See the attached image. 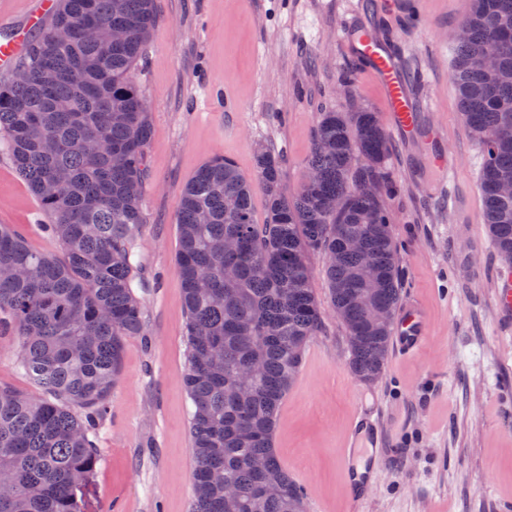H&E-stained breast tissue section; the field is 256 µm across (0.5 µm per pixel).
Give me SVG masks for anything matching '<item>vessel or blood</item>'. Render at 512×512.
Returning a JSON list of instances; mask_svg holds the SVG:
<instances>
[{"label":"vessel or blood","mask_w":512,"mask_h":512,"mask_svg":"<svg viewBox=\"0 0 512 512\" xmlns=\"http://www.w3.org/2000/svg\"><path fill=\"white\" fill-rule=\"evenodd\" d=\"M55 0H27L24 6L26 20L23 25H15L9 15L0 16V29H7L8 34L0 38V68H7L25 53L28 45V30L37 26L52 10ZM351 45L355 55L363 61L365 72L377 82L385 98L389 112L394 121L404 131H412L419 120V108L415 103L406 78L402 74L397 57L383 44L374 29L364 25L357 27L351 37ZM494 303L496 309L503 314L512 313V272L504 271L498 276ZM427 341L424 316L415 305H407L402 310L395 343L398 349L407 355L418 354ZM383 439L378 434L363 437L358 428H351L341 458L346 466L343 476L346 482L367 486L374 480L376 470L367 467L361 474H354L348 460L352 449L382 447Z\"/></svg>","instance_id":"b4317fda"}]
</instances>
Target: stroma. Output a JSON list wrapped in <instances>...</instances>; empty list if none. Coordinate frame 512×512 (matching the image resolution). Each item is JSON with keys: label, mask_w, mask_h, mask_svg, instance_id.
<instances>
[{"label": "stroma", "mask_w": 512, "mask_h": 512, "mask_svg": "<svg viewBox=\"0 0 512 512\" xmlns=\"http://www.w3.org/2000/svg\"><path fill=\"white\" fill-rule=\"evenodd\" d=\"M157 22L136 81L151 111L145 223L136 243L144 333L125 342L121 374L99 422V461L84 512H191L193 454L186 313L176 261L182 190L216 156L255 177V150L279 155L297 192L318 110L386 103L347 48L348 31L380 0H155ZM472 0H423L416 24L391 29L423 132L389 131L385 173L403 297L427 316L416 356L389 353L381 377L349 367L344 325L331 312L326 258L308 257L323 328L307 345L284 399L274 444L307 512H502L512 504V318L493 296L503 263L483 220V151L459 116L451 78L459 26ZM352 85H342L346 74ZM451 160L443 185L432 155ZM37 199L0 150V225L37 252L61 254ZM16 334L0 336V383L25 393ZM378 414L387 442L364 503L351 502L339 448L354 422Z\"/></svg>", "instance_id": "stroma-1"}]
</instances>
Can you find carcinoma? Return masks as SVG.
Returning <instances> with one entry per match:
<instances>
[{
  "instance_id": "1",
  "label": "carcinoma",
  "mask_w": 512,
  "mask_h": 512,
  "mask_svg": "<svg viewBox=\"0 0 512 512\" xmlns=\"http://www.w3.org/2000/svg\"><path fill=\"white\" fill-rule=\"evenodd\" d=\"M155 0H60L54 20L30 40L0 83V147L6 150L61 243L60 256L33 251L0 226V320L20 340L18 367L38 387L0 384V512H82L83 488L99 460L91 418L105 413L127 338L143 335L135 288V242L145 223L141 189L151 139L134 69L155 25ZM454 49L452 79L461 117L483 148L484 219L512 264V0H473ZM124 29L120 44L86 39L82 27ZM73 29L61 42L53 32ZM56 72L43 83L40 69ZM388 134L377 113H319L304 180L284 189L280 157L256 154L267 196L255 220L252 186L222 156L185 185L177 216L178 263L186 307L194 461L191 512H299L303 493L274 448L279 408L323 312L308 255H325L336 317L345 325L349 366L360 380L385 367L393 322L369 320L363 298L395 315L399 257L386 201L398 188L383 172ZM357 238L362 249L345 242ZM377 272L364 277L367 264ZM259 378L245 393L238 372ZM259 458L256 469L250 460ZM238 502L224 501V480Z\"/></svg>"
}]
</instances>
